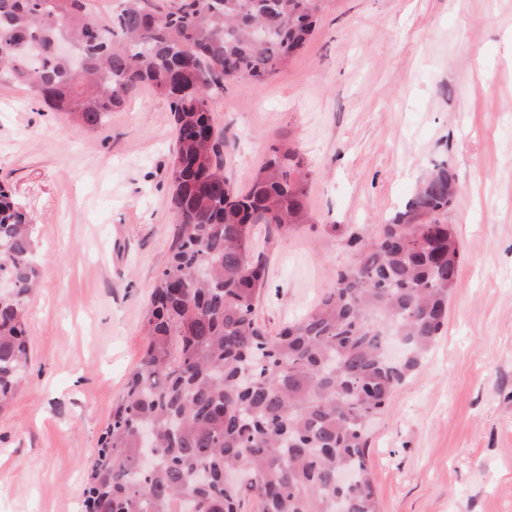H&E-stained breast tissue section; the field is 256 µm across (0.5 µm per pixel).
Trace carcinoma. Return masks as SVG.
Returning a JSON list of instances; mask_svg holds the SVG:
<instances>
[{
    "label": "carcinoma",
    "instance_id": "obj_1",
    "mask_svg": "<svg viewBox=\"0 0 512 512\" xmlns=\"http://www.w3.org/2000/svg\"><path fill=\"white\" fill-rule=\"evenodd\" d=\"M321 0H0V85L23 86L79 131L141 86L170 100L176 147L172 255L147 311L149 340L112 405L89 468L85 512H379L369 426L420 366L448 316L461 247L459 186L442 161L404 208L353 228L352 266L302 318L269 332L253 225L310 221V170L286 143L251 187L224 175L215 90L261 85L302 50ZM62 42L81 59L74 70ZM32 225L0 185V410L30 362L27 301L41 271Z\"/></svg>",
    "mask_w": 512,
    "mask_h": 512
}]
</instances>
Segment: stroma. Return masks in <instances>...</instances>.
I'll list each match as a JSON object with an SVG mask.
<instances>
[{"mask_svg": "<svg viewBox=\"0 0 512 512\" xmlns=\"http://www.w3.org/2000/svg\"><path fill=\"white\" fill-rule=\"evenodd\" d=\"M224 173L240 191L272 145L311 172L313 220L254 227L268 330L304 315L351 265L342 234L384 223L444 160L462 247L432 351L374 424L380 512H512V0H324L272 80L212 95ZM168 100L143 86L75 131L27 89L0 87V183L33 226L26 376L0 410V512H83L112 404L147 343L173 243Z\"/></svg>", "mask_w": 512, "mask_h": 512, "instance_id": "1", "label": "stroma"}]
</instances>
